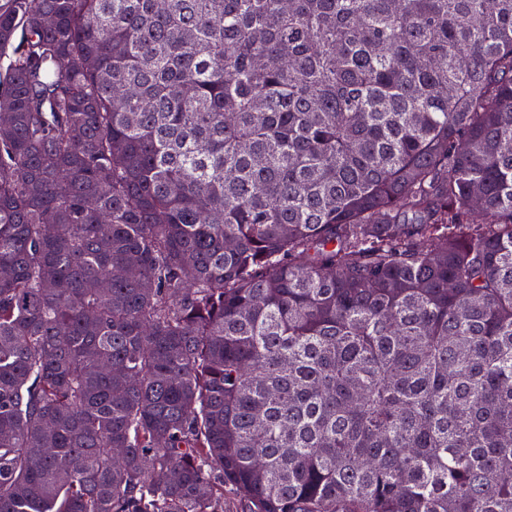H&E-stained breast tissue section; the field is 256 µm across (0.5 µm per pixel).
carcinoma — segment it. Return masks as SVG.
<instances>
[{"mask_svg":"<svg viewBox=\"0 0 512 512\" xmlns=\"http://www.w3.org/2000/svg\"><path fill=\"white\" fill-rule=\"evenodd\" d=\"M2 55L0 512H512V0H0Z\"/></svg>","mask_w":512,"mask_h":512,"instance_id":"cac0c4a2","label":"carcinoma"}]
</instances>
